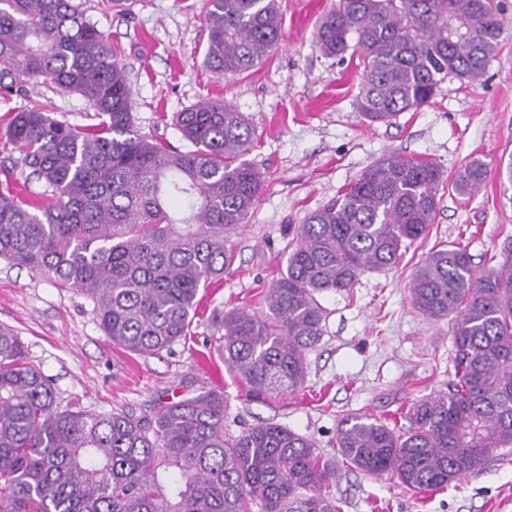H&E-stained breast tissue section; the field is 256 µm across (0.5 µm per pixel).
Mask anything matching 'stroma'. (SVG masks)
I'll return each instance as SVG.
<instances>
[{
  "instance_id": "obj_1",
  "label": "stroma",
  "mask_w": 512,
  "mask_h": 512,
  "mask_svg": "<svg viewBox=\"0 0 512 512\" xmlns=\"http://www.w3.org/2000/svg\"><path fill=\"white\" fill-rule=\"evenodd\" d=\"M80 3L126 67L138 132L183 149L173 114L203 100L229 103L253 129L247 159L263 187L234 238V266L223 282L200 291L186 340L156 354H133L108 341L92 301L80 291L0 260V324L20 336L30 361L52 382L59 408L149 417L161 402L187 391L218 388L228 398V432L272 422L311 438L336 467L330 492L343 512H512V447L494 449L478 474L421 493L394 475L355 470L336 448L343 418L367 415L401 428L410 404L446 390L453 376L450 323L429 320L410 302L408 282L420 257L460 245L474 264L495 266L512 245V36L500 43L479 81L448 77L430 104L372 124L356 105L359 51L330 58L314 43L335 0H278L279 45L256 67L223 77L203 64L205 0ZM36 104L62 121L94 122L78 95L27 81L0 90V129L12 112ZM392 152L433 161L447 178L475 158L489 174L474 197L441 190L434 223L399 264L363 273L350 291L321 296L324 334L306 355L301 389L252 398L224 361L214 312L266 313V292L286 265L290 226Z\"/></svg>"
}]
</instances>
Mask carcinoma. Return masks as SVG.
Instances as JSON below:
<instances>
[{"label": "carcinoma", "mask_w": 512, "mask_h": 512, "mask_svg": "<svg viewBox=\"0 0 512 512\" xmlns=\"http://www.w3.org/2000/svg\"><path fill=\"white\" fill-rule=\"evenodd\" d=\"M204 64L226 75L263 62L281 37L276 0H207ZM508 34L494 0H338L315 43L328 57L360 50V112L388 123L427 105L453 75L475 82ZM34 80L79 95L88 127L20 109L4 136L26 178L50 198L23 206L0 183V258L80 290L112 344L135 354L187 336L200 290L236 260L232 237L262 185L244 156L243 115L202 101L176 113L192 145L153 142L133 126L125 70L74 0H0V89ZM487 166L470 161L451 188L472 197ZM443 172L400 153L368 165L342 194L293 229L286 268L264 316H219L224 360L250 391L292 393L323 336L324 292L395 266L434 223ZM415 308L451 323L448 389L413 403L402 430L363 416L340 421L336 446L362 473L395 475L412 491L445 488L512 447V251L478 269L467 249L428 253L409 281ZM224 392L201 388L130 411H60L40 367L0 325V512H341L335 468L307 436L274 423L224 432Z\"/></svg>", "instance_id": "carcinoma-1"}]
</instances>
